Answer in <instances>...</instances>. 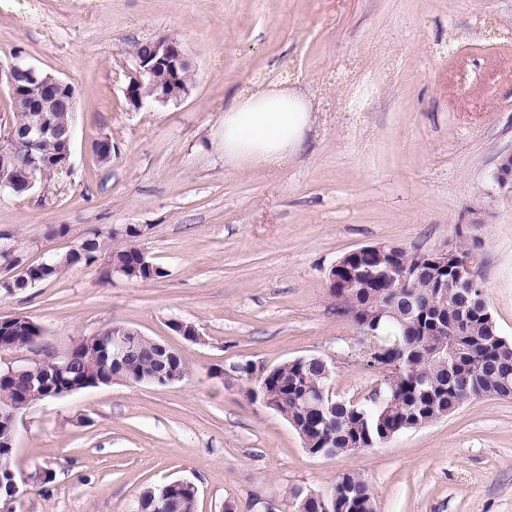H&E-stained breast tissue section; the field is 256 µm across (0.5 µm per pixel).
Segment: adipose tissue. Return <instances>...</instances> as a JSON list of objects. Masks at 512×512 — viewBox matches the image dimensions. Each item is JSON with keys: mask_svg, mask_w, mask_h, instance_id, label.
Wrapping results in <instances>:
<instances>
[{"mask_svg": "<svg viewBox=\"0 0 512 512\" xmlns=\"http://www.w3.org/2000/svg\"><path fill=\"white\" fill-rule=\"evenodd\" d=\"M316 121L313 100L283 81L239 93L224 111V167L273 171L302 149Z\"/></svg>", "mask_w": 512, "mask_h": 512, "instance_id": "adipose-tissue-1", "label": "adipose tissue"}]
</instances>
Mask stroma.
<instances>
[{
    "instance_id": "stroma-1",
    "label": "stroma",
    "mask_w": 512,
    "mask_h": 512,
    "mask_svg": "<svg viewBox=\"0 0 512 512\" xmlns=\"http://www.w3.org/2000/svg\"><path fill=\"white\" fill-rule=\"evenodd\" d=\"M160 36L182 43L192 91L137 110L131 45ZM16 60L75 86V136L63 183L0 192V232L37 263L89 229L139 224L165 275L106 282L74 267L0 293V317L45 330L34 348L0 351V365L122 323L191 373L27 410L15 466L52 480L0 512H131L144 488L176 479L195 484L197 512H261L260 498L282 512L289 489L324 492L346 472L372 485L377 512H512V400L474 399L380 447L313 457L239 371L323 356L337 397L368 398L380 377L352 356L361 336L326 273L381 242L468 252L512 341V189L494 178L512 153V0H0V63ZM282 77L318 109L301 152L273 172L226 170L225 108ZM105 136L104 165L93 144ZM52 224L68 235L47 238Z\"/></svg>"
}]
</instances>
